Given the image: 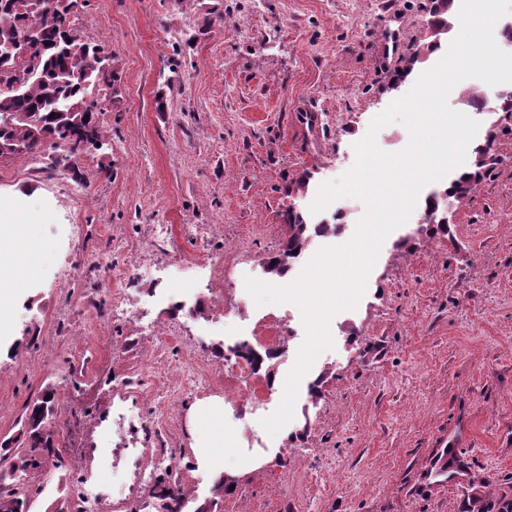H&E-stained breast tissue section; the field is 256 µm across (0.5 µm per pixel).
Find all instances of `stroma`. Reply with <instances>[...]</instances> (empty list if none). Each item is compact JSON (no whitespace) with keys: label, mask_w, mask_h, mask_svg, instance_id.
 I'll list each match as a JSON object with an SVG mask.
<instances>
[{"label":"stroma","mask_w":512,"mask_h":512,"mask_svg":"<svg viewBox=\"0 0 512 512\" xmlns=\"http://www.w3.org/2000/svg\"><path fill=\"white\" fill-rule=\"evenodd\" d=\"M427 0H88L74 32L107 42L119 80L101 101L107 144L41 169L0 159V202L41 209L34 275L0 315V442L22 447L28 405L54 388L55 445L19 492L30 512H154L156 481L178 482L189 508L211 499L216 475L190 448V405L222 398L224 431L249 447L255 415L225 388L217 345L252 341L284 306L256 305L246 277L269 281L296 209L340 223L308 257L352 236L364 213L344 197L320 212L323 183L355 163L371 121L407 94L439 55L399 69L430 38ZM399 51L383 56V32ZM315 108L316 131L298 122ZM496 125L498 162L463 201L449 200V235L420 233L413 213L384 241L355 309L330 322L333 347L302 377L292 421L269 437L264 463L240 455L234 490L214 512H459L479 483L512 484V114ZM308 191L292 192L303 172ZM171 227L168 240L154 233ZM224 258L209 280L205 258ZM135 263L124 283L136 315L113 316L105 261ZM181 309L167 297L189 287ZM288 347L260 371L287 378L306 336L291 311ZM208 386L174 390L172 371ZM318 395H310V384ZM467 474L432 476L447 440ZM106 478H99V471Z\"/></svg>","instance_id":"obj_1"}]
</instances>
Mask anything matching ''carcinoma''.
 <instances>
[{
	"label": "carcinoma",
	"instance_id": "cac0c4a2",
	"mask_svg": "<svg viewBox=\"0 0 512 512\" xmlns=\"http://www.w3.org/2000/svg\"><path fill=\"white\" fill-rule=\"evenodd\" d=\"M454 0H431L426 15L436 19L446 31L459 25L452 10ZM83 7L80 0H0V158L45 153L65 140L79 134L86 123H92L96 144H104L103 133L96 119L98 102L89 89L114 90L117 77L104 70L109 57L105 46L89 44L68 33L65 24H73L76 13ZM35 17L41 23L40 40L29 61H24L11 47L21 35L25 21ZM89 121H84V117ZM497 138L490 127L484 141L473 148L471 167L450 181L444 194L458 201L467 198L494 165L493 145ZM421 224L434 232L450 233L449 223L439 218L440 198L429 197ZM336 233V226L307 222L297 211L291 215L288 234L278 252L265 259L266 272L282 277L289 273L293 262L308 249L313 237ZM235 356L251 358L261 366L274 358L261 354L241 343L231 349ZM41 398L28 408L22 432L27 434L28 447L22 449L21 465L13 468L14 479L20 480L29 470L39 469L46 459L61 461L54 448L52 428L54 399ZM448 461L435 469L434 477L451 482L464 472L454 449L446 451ZM169 512H183L187 494L177 484L157 483ZM28 502L12 491H0V512H26ZM460 512H512V496L503 490L496 496L479 492L467 497Z\"/></svg>",
	"mask_w": 512,
	"mask_h": 512
}]
</instances>
